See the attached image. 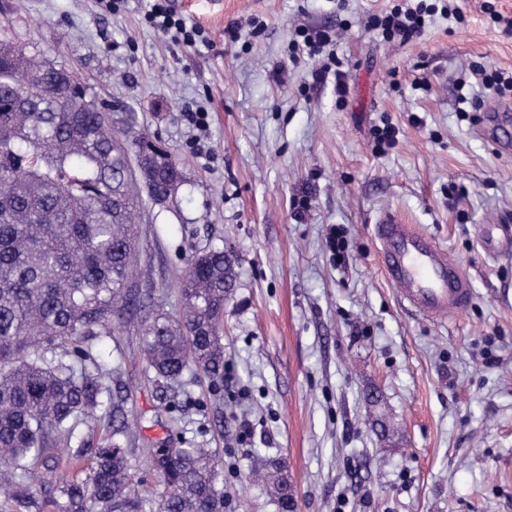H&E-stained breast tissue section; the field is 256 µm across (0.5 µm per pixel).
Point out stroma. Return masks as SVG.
I'll use <instances>...</instances> for the list:
<instances>
[{"mask_svg":"<svg viewBox=\"0 0 512 512\" xmlns=\"http://www.w3.org/2000/svg\"><path fill=\"white\" fill-rule=\"evenodd\" d=\"M489 1L512 18V0H448L451 14L402 43L370 26L399 0H171L211 39L182 47L144 25L149 0L113 13L0 0V39L78 74L185 175L166 207L140 211L122 328L85 339L115 405L78 426L87 451L118 430L154 486L140 449H213L224 512H278L248 480L258 454L284 464L295 512H512V257L484 245L486 227L512 221V125L481 134V112L459 101L473 64L512 76V33ZM301 28L336 30L344 101L293 55ZM387 123L398 142L381 151ZM388 210L469 275L472 300L448 320L410 311L382 270L374 227ZM340 230L343 264L327 244ZM212 249L237 261L223 383L146 376L142 319L178 316L180 277Z\"/></svg>","mask_w":512,"mask_h":512,"instance_id":"obj_1","label":"stroma"}]
</instances>
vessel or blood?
<instances>
[{
    "mask_svg": "<svg viewBox=\"0 0 512 512\" xmlns=\"http://www.w3.org/2000/svg\"><path fill=\"white\" fill-rule=\"evenodd\" d=\"M383 268L404 303L445 320L472 297L469 276L432 235L385 213L375 226Z\"/></svg>",
    "mask_w": 512,
    "mask_h": 512,
    "instance_id": "vessel-or-blood-1",
    "label": "vessel or blood"
}]
</instances>
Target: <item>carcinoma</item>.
Instances as JSON below:
<instances>
[{
  "label": "carcinoma",
  "instance_id": "cac0c4a2",
  "mask_svg": "<svg viewBox=\"0 0 512 512\" xmlns=\"http://www.w3.org/2000/svg\"><path fill=\"white\" fill-rule=\"evenodd\" d=\"M0 498L23 506L42 495L40 458L81 460L76 426L99 420L106 391L89 369L86 333L112 335L127 311L124 288L142 207L124 175L136 164L159 194L180 184L173 156L144 135L116 131L104 112L86 110L89 87L40 55L0 40ZM52 92L37 108L18 105L27 80ZM235 260L222 250L191 258L179 284L178 317L142 324L145 370L176 382L193 372L224 378L223 318ZM164 487L156 496L135 478L127 449L95 451L81 480L58 478L45 512H224L223 472L210 448L142 449ZM279 462L257 458L252 476L271 483L279 512Z\"/></svg>",
  "mask_w": 512,
  "mask_h": 512
}]
</instances>
